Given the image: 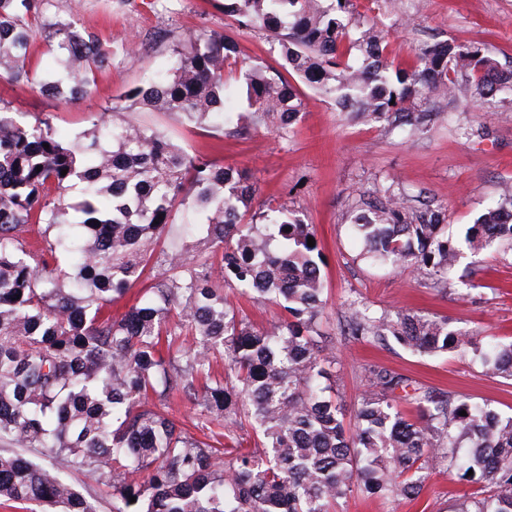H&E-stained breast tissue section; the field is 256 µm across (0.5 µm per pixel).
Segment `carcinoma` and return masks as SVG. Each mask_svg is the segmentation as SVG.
<instances>
[{"instance_id":"1","label":"carcinoma","mask_w":512,"mask_h":512,"mask_svg":"<svg viewBox=\"0 0 512 512\" xmlns=\"http://www.w3.org/2000/svg\"><path fill=\"white\" fill-rule=\"evenodd\" d=\"M49 6L0 0V79L75 103L112 51L93 33L46 22ZM223 10L238 29L266 31L279 59L244 72L236 136L288 132L304 111L290 75L352 118L402 133L437 119L436 99L512 92V70L467 41L427 44L412 65H394L388 33L356 18L353 0H224ZM38 31L55 62L41 76L31 62ZM237 64L232 39L188 31L164 68L124 98L212 126L224 121L225 72ZM110 112L93 116L92 133L64 141L50 118L24 121L0 100V499L98 512L94 497L62 478L70 471L109 475L112 512H336L353 492L414 500L438 472L479 486L453 512H512V415L374 365L346 424L323 357L327 301L309 225L286 203L258 224L246 220L248 171L190 153L131 116L115 126ZM75 183L72 201L65 191ZM180 208L204 218L186 232L202 230L205 249L156 250ZM444 221L388 186L358 204L351 226L369 257L445 282L464 244L512 249V186L464 241ZM151 263L160 273L146 298L120 318L105 314ZM228 282L257 306H278L279 321L247 322L224 295ZM346 321L348 341L467 352L484 373L512 379V343L446 318H391L351 301ZM399 390L416 415L396 407ZM177 397L193 406L191 428L169 416ZM247 427L253 448L238 441Z\"/></svg>"}]
</instances>
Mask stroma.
<instances>
[{
    "instance_id": "1",
    "label": "stroma",
    "mask_w": 512,
    "mask_h": 512,
    "mask_svg": "<svg viewBox=\"0 0 512 512\" xmlns=\"http://www.w3.org/2000/svg\"><path fill=\"white\" fill-rule=\"evenodd\" d=\"M405 4L396 12L384 0H356L362 17L389 31L395 61H410L422 45L458 39L481 44L503 67H512V0ZM46 20L95 33L112 47V65L98 73L95 93L76 103L66 105L38 89L0 81V100L13 112L27 119L49 116L68 139L89 132L90 113L106 107L113 124L123 123L125 92L168 56L167 45L154 44V32H168L175 42L186 30L202 27L231 34L242 55L270 62L277 57L264 31H230L222 0H165L157 8L149 0H52ZM302 93L305 110L284 134L261 130L233 137L209 127L188 132L175 116L146 110L140 118L189 151L248 170L256 186L253 212L285 199L311 224L333 312L324 327L325 354L335 361L336 388L346 409L356 407L366 389V367L379 365L408 376L416 386L484 401L511 414L512 381L486 375L470 358L417 354L392 341L346 342L341 327L346 302L356 300L390 314L445 317L462 331L512 342V251L493 246L466 254L447 283L437 284L364 258L348 227L349 205L362 195L377 197L390 184L415 208L442 209L449 235L464 236L501 185L512 184V101L482 105L467 97L439 104L442 119L426 134L403 138L380 124L353 122L310 87ZM462 491V484L438 475L419 500L354 493L339 501L336 512H452Z\"/></svg>"
}]
</instances>
